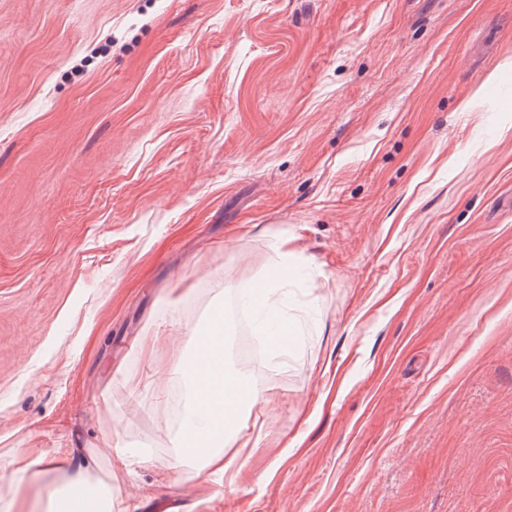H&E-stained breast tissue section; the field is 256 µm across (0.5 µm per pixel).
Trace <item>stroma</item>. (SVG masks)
I'll list each match as a JSON object with an SVG mask.
<instances>
[{
  "mask_svg": "<svg viewBox=\"0 0 512 512\" xmlns=\"http://www.w3.org/2000/svg\"><path fill=\"white\" fill-rule=\"evenodd\" d=\"M255 279L256 448L178 478ZM34 449L112 512H512V0H0V512ZM245 288L249 291L248 296L256 311L267 312L270 310V299L273 293V288H277L276 285L266 281L250 282L245 286Z\"/></svg>",
  "mask_w": 512,
  "mask_h": 512,
  "instance_id": "35a3bbf8",
  "label": "stroma"
}]
</instances>
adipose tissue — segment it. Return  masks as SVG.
<instances>
[{
	"label": "adipose tissue",
	"instance_id": "ef3b65f1",
	"mask_svg": "<svg viewBox=\"0 0 512 512\" xmlns=\"http://www.w3.org/2000/svg\"><path fill=\"white\" fill-rule=\"evenodd\" d=\"M226 333L223 311L213 312L193 332L194 360L180 367L192 388L190 411L179 428L180 445L198 449L197 467L211 474L227 471L225 451L240 442L234 422L260 402L246 379L230 373L225 365Z\"/></svg>",
	"mask_w": 512,
	"mask_h": 512
}]
</instances>
